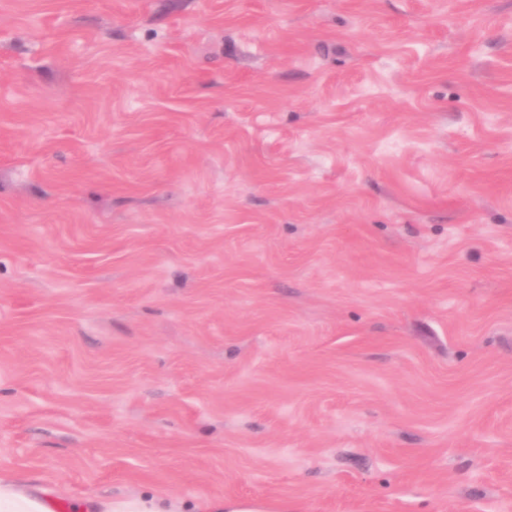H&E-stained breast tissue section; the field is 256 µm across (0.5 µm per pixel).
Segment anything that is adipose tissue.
Returning <instances> with one entry per match:
<instances>
[{
  "instance_id": "obj_1",
  "label": "adipose tissue",
  "mask_w": 512,
  "mask_h": 512,
  "mask_svg": "<svg viewBox=\"0 0 512 512\" xmlns=\"http://www.w3.org/2000/svg\"><path fill=\"white\" fill-rule=\"evenodd\" d=\"M71 512H265L260 504L204 499L187 506L181 501L157 494L141 493L122 499H76ZM0 512H53L49 492L10 476L0 475Z\"/></svg>"
}]
</instances>
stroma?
Instances as JSON below:
<instances>
[{
  "instance_id": "obj_1",
  "label": "stroma",
  "mask_w": 512,
  "mask_h": 512,
  "mask_svg": "<svg viewBox=\"0 0 512 512\" xmlns=\"http://www.w3.org/2000/svg\"><path fill=\"white\" fill-rule=\"evenodd\" d=\"M0 473L512 512V0H0Z\"/></svg>"
}]
</instances>
